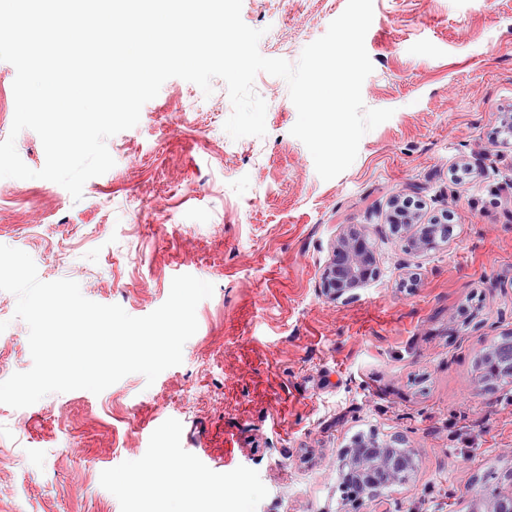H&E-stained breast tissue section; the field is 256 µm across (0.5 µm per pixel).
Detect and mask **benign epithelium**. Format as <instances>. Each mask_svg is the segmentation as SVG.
Wrapping results in <instances>:
<instances>
[{"instance_id":"benign-epithelium-1","label":"benign epithelium","mask_w":512,"mask_h":512,"mask_svg":"<svg viewBox=\"0 0 512 512\" xmlns=\"http://www.w3.org/2000/svg\"><path fill=\"white\" fill-rule=\"evenodd\" d=\"M389 229L404 238L407 251L420 255L449 241L446 224H414L407 216L389 218ZM378 227L361 225L343 232L332 245V258L322 274V295L332 301L354 297V291L377 279L378 259L374 235ZM347 477L373 498L380 487L399 480L414 467L413 455L375 439L358 438L352 449L342 454Z\"/></svg>"}]
</instances>
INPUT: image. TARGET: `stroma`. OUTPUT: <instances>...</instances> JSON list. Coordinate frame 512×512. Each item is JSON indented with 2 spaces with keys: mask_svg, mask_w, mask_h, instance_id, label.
Instances as JSON below:
<instances>
[{
  "mask_svg": "<svg viewBox=\"0 0 512 512\" xmlns=\"http://www.w3.org/2000/svg\"><path fill=\"white\" fill-rule=\"evenodd\" d=\"M347 0H243L263 56L297 62ZM366 107L390 108L354 163L322 180L291 135L287 83L259 73L266 133L232 139L223 80L204 96L167 80L138 124L107 141L115 160L81 200L42 179H0V244L38 276L135 317L173 277L214 286L183 362L154 384L131 374L101 394L0 404V512H487L484 488H512V384L483 383L478 357L512 332V0H373ZM467 166L473 176L452 179ZM453 218L422 255L375 239L380 277L327 300L321 274L338 233L382 224L393 198ZM0 291V381L29 370L26 323ZM195 431L198 444L188 446ZM402 437L416 467L378 499H342L340 454L357 437ZM173 461L220 484L187 500L114 484ZM247 495H240V488Z\"/></svg>",
  "mask_w": 512,
  "mask_h": 512,
  "instance_id": "1",
  "label": "stroma"
}]
</instances>
